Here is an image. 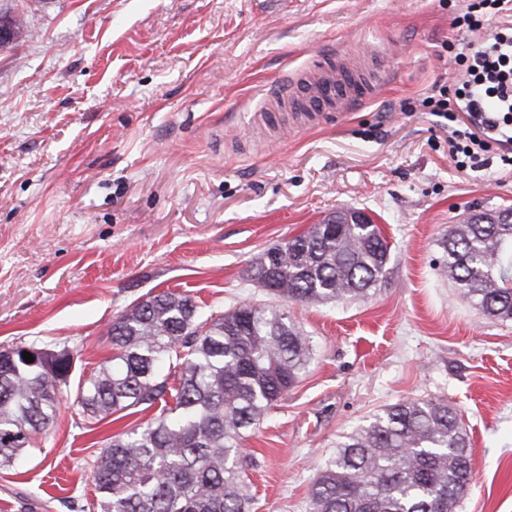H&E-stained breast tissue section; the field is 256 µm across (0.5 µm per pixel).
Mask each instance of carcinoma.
Segmentation results:
<instances>
[{
  "label": "carcinoma",
  "mask_w": 512,
  "mask_h": 512,
  "mask_svg": "<svg viewBox=\"0 0 512 512\" xmlns=\"http://www.w3.org/2000/svg\"><path fill=\"white\" fill-rule=\"evenodd\" d=\"M448 226L442 267L488 317L512 320V221ZM251 280L286 302L365 296L390 245L372 219L314 224L279 245ZM113 353L78 382L74 403L99 424L161 404L144 425L109 435L92 461L97 512H250L239 449L305 372L310 339L278 305L206 312L185 293L148 294L112 321ZM32 354L25 361L22 353ZM73 358L38 341L0 351V466L22 467L54 423ZM175 385H169L170 380ZM470 439L438 399H404L345 434L310 483V512H454L471 472Z\"/></svg>",
  "instance_id": "cac0c4a2"
}]
</instances>
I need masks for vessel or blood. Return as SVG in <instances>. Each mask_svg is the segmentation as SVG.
Listing matches in <instances>:
<instances>
[{"mask_svg":"<svg viewBox=\"0 0 512 512\" xmlns=\"http://www.w3.org/2000/svg\"><path fill=\"white\" fill-rule=\"evenodd\" d=\"M379 87L378 79L353 66L340 65L336 56L331 55L314 68L292 76L286 89L276 92L275 98L282 109L303 113L305 120L317 125L372 99Z\"/></svg>","mask_w":512,"mask_h":512,"instance_id":"1","label":"vessel or blood"}]
</instances>
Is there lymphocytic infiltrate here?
I'll return each mask as SVG.
<instances>
[{"instance_id": "f902f5d3", "label": "lymphocytic infiltrate", "mask_w": 512, "mask_h": 512, "mask_svg": "<svg viewBox=\"0 0 512 512\" xmlns=\"http://www.w3.org/2000/svg\"><path fill=\"white\" fill-rule=\"evenodd\" d=\"M512 0H473L455 27L476 31L494 23L491 38L466 42L455 60L462 71L452 86L422 99L430 114L453 122L449 151L459 169L512 175Z\"/></svg>"}]
</instances>
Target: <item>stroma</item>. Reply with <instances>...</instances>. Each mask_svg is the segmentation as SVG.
Here are the masks:
<instances>
[{
	"label": "stroma",
	"instance_id": "obj_1",
	"mask_svg": "<svg viewBox=\"0 0 512 512\" xmlns=\"http://www.w3.org/2000/svg\"><path fill=\"white\" fill-rule=\"evenodd\" d=\"M470 0H0L23 33L0 52V349H71L90 377L137 299L185 293L217 312L267 301L268 248L356 209L391 246L362 299L292 304L311 340L299 381L246 442L250 512H308L340 437L402 399H443L471 440L457 512H512V320L463 301L439 241L465 213L512 208V175L459 170L444 119L401 106L450 84ZM386 50L385 86L343 123L259 122L316 56ZM91 424L64 396L0 512L94 501Z\"/></svg>",
	"mask_w": 512,
	"mask_h": 512
}]
</instances>
